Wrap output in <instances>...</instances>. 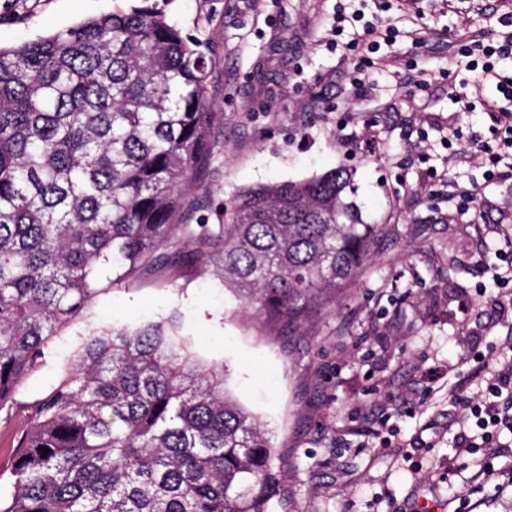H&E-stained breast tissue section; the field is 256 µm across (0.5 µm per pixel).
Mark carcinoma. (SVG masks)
Masks as SVG:
<instances>
[{"mask_svg":"<svg viewBox=\"0 0 512 512\" xmlns=\"http://www.w3.org/2000/svg\"><path fill=\"white\" fill-rule=\"evenodd\" d=\"M201 43L131 7L0 48V413L108 288L208 260L275 326L352 285L385 229L341 168L239 192L185 224L218 117ZM106 272L112 276L103 277ZM164 322L77 337L28 409L0 512H271L263 422Z\"/></svg>","mask_w":512,"mask_h":512,"instance_id":"1","label":"carcinoma"}]
</instances>
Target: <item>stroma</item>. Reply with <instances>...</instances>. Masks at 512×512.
Returning a JSON list of instances; mask_svg holds the SVG:
<instances>
[{"label":"stroma","mask_w":512,"mask_h":512,"mask_svg":"<svg viewBox=\"0 0 512 512\" xmlns=\"http://www.w3.org/2000/svg\"><path fill=\"white\" fill-rule=\"evenodd\" d=\"M196 38L211 66L219 118L188 223L216 224L242 190L346 167L349 198L375 241L353 287L301 328L244 310L212 263L163 269L100 294L57 340L55 355L0 416V453L15 448L28 406L56 382L78 335L174 321L225 386L260 416L283 476L276 512H512V431L501 449L455 459L462 414L494 366L512 360V148L495 133L459 45L501 34L512 0H370L387 22L413 23L374 54L369 84L329 48L337 0H137ZM127 0H0V46L16 47Z\"/></svg>","instance_id":"35a3bbf8"}]
</instances>
